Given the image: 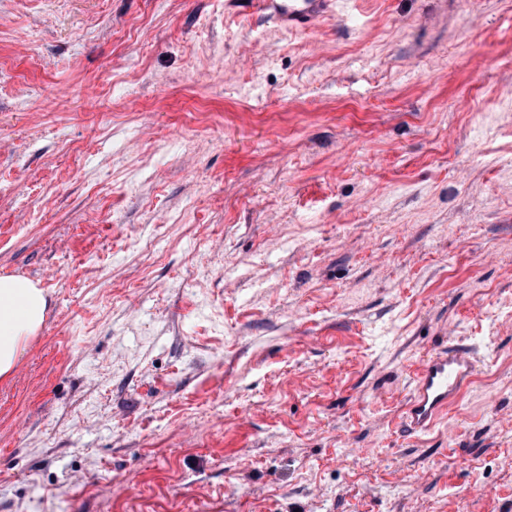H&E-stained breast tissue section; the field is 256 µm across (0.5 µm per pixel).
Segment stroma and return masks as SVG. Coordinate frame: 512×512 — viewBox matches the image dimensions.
Instances as JSON below:
<instances>
[{
  "instance_id": "1",
  "label": "stroma",
  "mask_w": 512,
  "mask_h": 512,
  "mask_svg": "<svg viewBox=\"0 0 512 512\" xmlns=\"http://www.w3.org/2000/svg\"><path fill=\"white\" fill-rule=\"evenodd\" d=\"M510 98L512 0H0V512H512ZM225 8L235 12L260 14L286 30L308 27L332 11V0H227ZM48 308L47 292L38 283L20 275L0 276V381L12 378ZM477 367L473 351L462 346L448 345L426 355L412 376L405 409L407 431H431L448 408L460 400Z\"/></svg>"
}]
</instances>
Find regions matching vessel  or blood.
I'll return each instance as SVG.
<instances>
[{
    "label": "vessel or blood",
    "instance_id": "vessel-or-blood-1",
    "mask_svg": "<svg viewBox=\"0 0 512 512\" xmlns=\"http://www.w3.org/2000/svg\"><path fill=\"white\" fill-rule=\"evenodd\" d=\"M227 9L263 16L284 29L309 24L333 8V0H226ZM478 360L469 348L451 345L425 356L412 376L405 427L412 433L431 431L472 382Z\"/></svg>",
    "mask_w": 512,
    "mask_h": 512
}]
</instances>
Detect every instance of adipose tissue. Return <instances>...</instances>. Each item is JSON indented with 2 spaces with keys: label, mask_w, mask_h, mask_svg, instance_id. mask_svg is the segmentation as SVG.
<instances>
[{
  "label": "adipose tissue",
  "mask_w": 512,
  "mask_h": 512,
  "mask_svg": "<svg viewBox=\"0 0 512 512\" xmlns=\"http://www.w3.org/2000/svg\"><path fill=\"white\" fill-rule=\"evenodd\" d=\"M48 308V295L38 283L20 275L0 276V381L12 378Z\"/></svg>",
  "instance_id": "ef3b65f1"
}]
</instances>
